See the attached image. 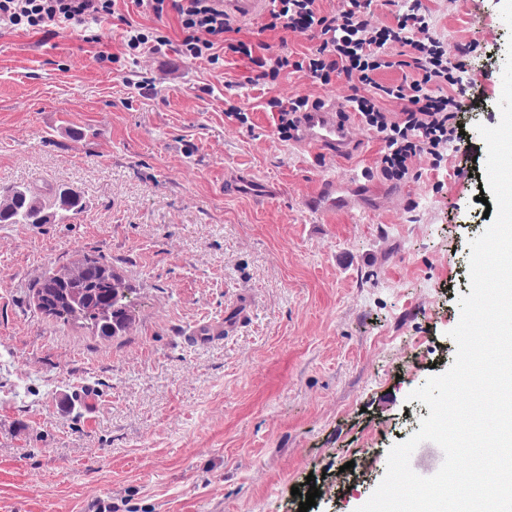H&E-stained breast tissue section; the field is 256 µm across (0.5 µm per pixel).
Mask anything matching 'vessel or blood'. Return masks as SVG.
I'll list each match as a JSON object with an SVG mask.
<instances>
[{"label":"vessel or blood","mask_w":512,"mask_h":512,"mask_svg":"<svg viewBox=\"0 0 512 512\" xmlns=\"http://www.w3.org/2000/svg\"><path fill=\"white\" fill-rule=\"evenodd\" d=\"M268 0H223L224 12L236 18H255L267 7ZM348 101H332L318 112L302 117L297 145L300 149L321 153L340 161L347 160L353 144L346 129L336 120L337 113L349 111ZM351 198L335 180L321 182L309 197V207L321 212L334 213L349 207Z\"/></svg>","instance_id":"b4317fda"}]
</instances>
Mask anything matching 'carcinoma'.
Segmentation results:
<instances>
[{
	"label": "carcinoma",
	"mask_w": 512,
	"mask_h": 512,
	"mask_svg": "<svg viewBox=\"0 0 512 512\" xmlns=\"http://www.w3.org/2000/svg\"><path fill=\"white\" fill-rule=\"evenodd\" d=\"M85 203L71 188L58 187L43 194L26 186L0 189V224H60L83 211ZM114 268L95 257L39 280L32 296L47 316L82 321L98 335L110 338L129 331L135 323L132 305L123 290L129 288Z\"/></svg>",
	"instance_id": "obj_1"
}]
</instances>
